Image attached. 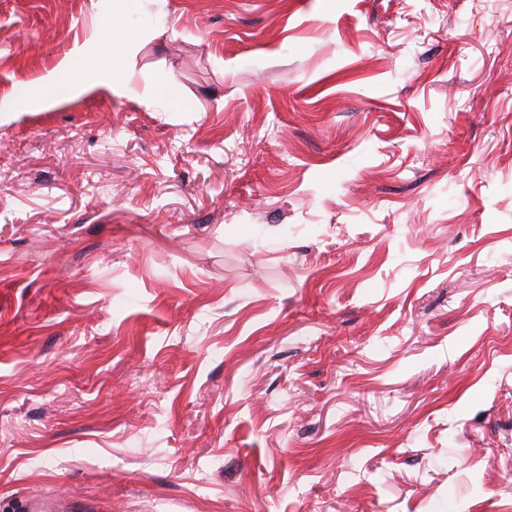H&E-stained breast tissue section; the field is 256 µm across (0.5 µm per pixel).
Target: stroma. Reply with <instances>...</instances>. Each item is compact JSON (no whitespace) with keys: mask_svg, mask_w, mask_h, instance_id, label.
<instances>
[{"mask_svg":"<svg viewBox=\"0 0 512 512\" xmlns=\"http://www.w3.org/2000/svg\"><path fill=\"white\" fill-rule=\"evenodd\" d=\"M137 31L126 94L16 108ZM510 478L512 0H0V512ZM58 86V78L55 75H49L42 86V91L38 94H33L26 88H23L17 95V103L20 106H29V104L36 98L41 103L47 104L50 101Z\"/></svg>","mask_w":512,"mask_h":512,"instance_id":"obj_1","label":"stroma"}]
</instances>
